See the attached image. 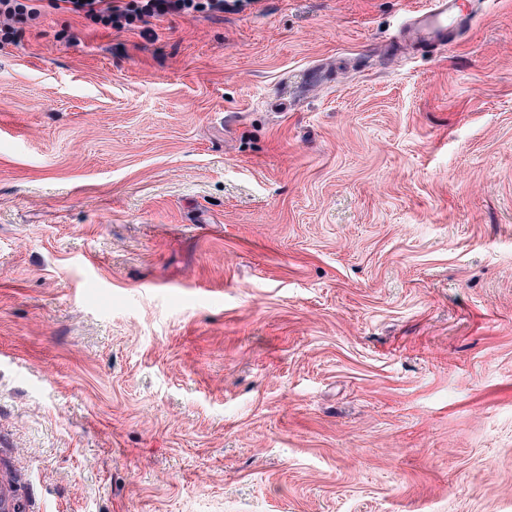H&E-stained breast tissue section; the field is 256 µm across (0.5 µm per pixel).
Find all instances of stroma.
Here are the masks:
<instances>
[{"instance_id": "stroma-1", "label": "stroma", "mask_w": 512, "mask_h": 512, "mask_svg": "<svg viewBox=\"0 0 512 512\" xmlns=\"http://www.w3.org/2000/svg\"><path fill=\"white\" fill-rule=\"evenodd\" d=\"M244 0L0 51V495L512 512V0ZM470 0H430L405 22L406 37L416 48H436L448 38L450 21L460 25L471 15Z\"/></svg>"}]
</instances>
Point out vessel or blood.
<instances>
[{
  "mask_svg": "<svg viewBox=\"0 0 512 512\" xmlns=\"http://www.w3.org/2000/svg\"><path fill=\"white\" fill-rule=\"evenodd\" d=\"M470 15L471 0H427L406 20L405 34L417 48H434L447 40L451 23H463Z\"/></svg>",
  "mask_w": 512,
  "mask_h": 512,
  "instance_id": "vessel-or-blood-1",
  "label": "vessel or blood"
}]
</instances>
